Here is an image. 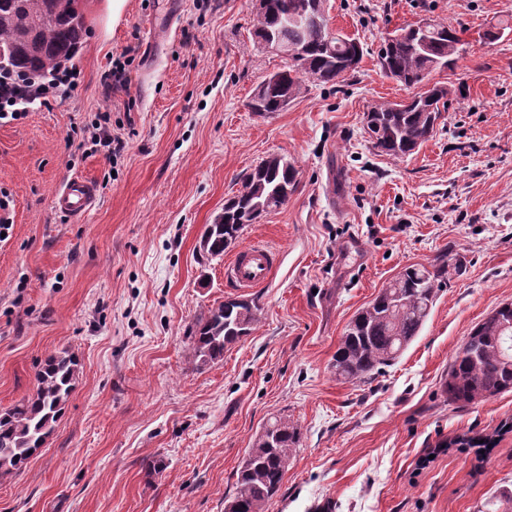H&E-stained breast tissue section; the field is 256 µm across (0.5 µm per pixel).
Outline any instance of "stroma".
Wrapping results in <instances>:
<instances>
[{
	"label": "stroma",
	"mask_w": 512,
	"mask_h": 512,
	"mask_svg": "<svg viewBox=\"0 0 512 512\" xmlns=\"http://www.w3.org/2000/svg\"><path fill=\"white\" fill-rule=\"evenodd\" d=\"M332 29L364 48L337 85L307 82L288 109L251 111L257 85L287 68L259 45L253 0H82L88 30L70 96L0 120V410L31 395L35 371L73 352L76 387L44 448L0 479V512H224L270 418L299 445L267 512H479L512 491V392L453 404L456 349L512 302V0H326ZM460 32L453 68L430 83L468 95L413 154L374 149L371 107L415 88L384 76L383 40L423 18ZM166 38L150 47L149 26ZM134 47L127 88L103 78ZM123 61V60H122ZM109 113L124 151L83 148ZM299 170L288 202L238 241L277 249L255 296L259 320L221 361L198 366L191 332L230 296L224 261L199 254L206 224L262 158ZM82 176L100 188L81 217L52 198ZM449 263L419 336L364 383L331 364L348 322L405 267ZM496 437L460 448L459 435ZM157 472L146 477L144 467Z\"/></svg>",
	"instance_id": "1"
}]
</instances>
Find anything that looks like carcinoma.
I'll list each match as a JSON object with an SVG mask.
<instances>
[{"instance_id": "carcinoma-1", "label": "carcinoma", "mask_w": 512, "mask_h": 512, "mask_svg": "<svg viewBox=\"0 0 512 512\" xmlns=\"http://www.w3.org/2000/svg\"><path fill=\"white\" fill-rule=\"evenodd\" d=\"M79 0H0V68L22 72L36 79L55 72L69 61L87 36ZM309 0H271V9L255 18V37L277 33L302 42L304 55L290 60L277 72L280 81L261 82L251 101L259 112L283 111V99L297 98L305 81L335 85L358 65L349 64L348 53L357 51L356 40L336 38L323 47L327 26L299 33L285 30L284 15L303 10ZM405 35L384 43L378 63L390 77L415 87L432 71L456 63L461 39L450 24L437 21L429 31L427 49L418 47L421 28H402ZM466 86L446 88V96L428 103L418 94L410 104L386 103L365 116V132L382 153L401 157L412 153L433 134L437 119L448 109V100H462ZM298 169L284 156L263 158L242 180L238 193L224 204V211L206 225L202 248L212 258L224 256L244 228L288 202L297 184ZM445 267L411 266L363 308L346 326L332 367L347 382L370 379L392 365L419 336L442 282ZM255 299L228 296L208 310L194 331V353L206 365L224 359V350L250 335L258 321ZM78 376V361L67 351L49 356L35 373V392L0 411V476L22 470L46 443L62 414ZM512 389V303L499 307L478 324L457 348L445 383L452 403H472ZM270 430L257 433L237 472L236 492L224 502V512H266L281 489L297 449L298 427L286 417H275Z\"/></svg>"}]
</instances>
